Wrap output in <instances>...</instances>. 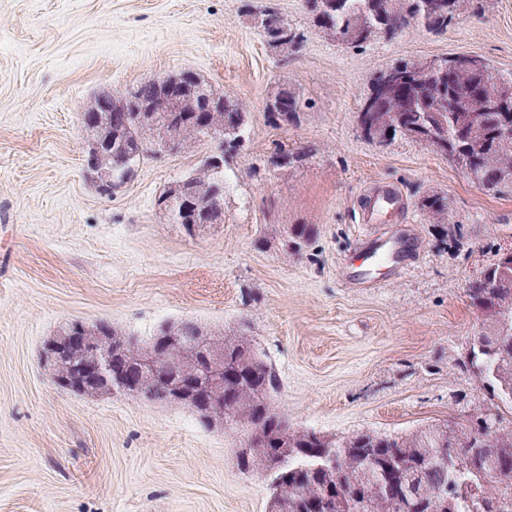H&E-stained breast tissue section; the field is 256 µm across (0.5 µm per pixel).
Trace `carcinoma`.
Masks as SVG:
<instances>
[{"label": "carcinoma", "instance_id": "1", "mask_svg": "<svg viewBox=\"0 0 512 512\" xmlns=\"http://www.w3.org/2000/svg\"><path fill=\"white\" fill-rule=\"evenodd\" d=\"M307 0L315 26L341 44L359 45L377 36L391 37L414 24L433 34H442L467 7L469 0ZM263 36L274 49L288 45L297 50L304 34L275 12L264 14ZM423 60L402 59L373 77L369 91L381 87L385 100L370 113L377 127L400 126L407 137L445 154L456 165L467 161L479 189L499 197H512V112H498L493 104L505 85L512 86V72L494 66L476 71L465 62L452 65L418 83H398L395 76L421 69ZM162 106L163 92L147 80L129 93L113 99L112 183L125 184L139 161L150 157L147 143L175 139L182 148L205 140L201 118L213 128H224V157L241 146L247 132L248 109L241 101L224 96V111L201 112L200 101L191 93L181 96L178 112H135L128 97ZM275 96L288 100L282 111L266 104L273 123L293 122L299 102L286 88ZM478 112L481 127L475 129L468 115ZM309 158L304 149L286 150L269 164L284 169ZM200 197L213 220L224 221L226 182L224 165L199 167L189 183L177 182L161 197L178 200L185 191ZM419 207L433 224L448 221L446 198L427 195ZM312 239L306 224L283 227L279 244L285 251L299 252ZM473 307L484 308L487 331L472 337L464 365L483 387L501 400H511L512 390V259L498 258L486 267L469 288ZM224 373L250 361L257 376L243 388L224 386V404L235 411L236 422L266 430L276 421L280 438L290 448H322L325 459L288 456L281 468L270 473L272 497L294 509L310 499L336 498L335 512H512V429L476 418L481 431H459L456 447H448V425H428L400 436L362 432L342 439L295 431L277 414H270L271 394L278 390L274 369L263 362L247 338L223 333ZM267 446L261 441L243 452L241 466L265 471Z\"/></svg>", "mask_w": 512, "mask_h": 512}]
</instances>
